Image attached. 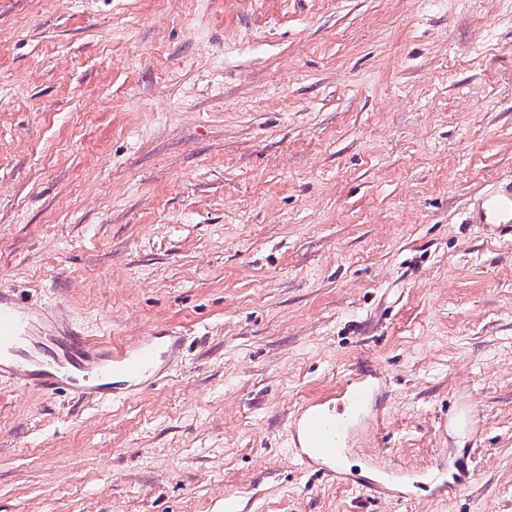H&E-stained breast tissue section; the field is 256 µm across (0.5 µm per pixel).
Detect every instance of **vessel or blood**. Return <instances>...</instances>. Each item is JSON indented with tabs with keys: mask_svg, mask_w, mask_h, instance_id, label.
<instances>
[{
	"mask_svg": "<svg viewBox=\"0 0 512 512\" xmlns=\"http://www.w3.org/2000/svg\"><path fill=\"white\" fill-rule=\"evenodd\" d=\"M472 221L512 223V180L480 197ZM183 341L173 329L163 336L93 338L63 325L52 308L23 305L0 290L1 381L106 402L153 386L180 356ZM373 394L372 385L356 375L338 387L336 407L311 403L306 418L293 425L304 439L294 450L302 464L336 475L353 414Z\"/></svg>",
	"mask_w": 512,
	"mask_h": 512,
	"instance_id": "obj_1",
	"label": "vessel or blood"
}]
</instances>
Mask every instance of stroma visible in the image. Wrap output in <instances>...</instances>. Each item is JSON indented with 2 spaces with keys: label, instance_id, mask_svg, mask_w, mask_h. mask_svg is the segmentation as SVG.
Returning a JSON list of instances; mask_svg holds the SVG:
<instances>
[{
  "label": "stroma",
  "instance_id": "1",
  "mask_svg": "<svg viewBox=\"0 0 512 512\" xmlns=\"http://www.w3.org/2000/svg\"><path fill=\"white\" fill-rule=\"evenodd\" d=\"M510 179L512 0H0V290L185 338L125 399L0 384V512H512ZM365 368L380 491L292 453ZM472 222L475 224L512 223L511 179L480 197Z\"/></svg>",
  "mask_w": 512,
  "mask_h": 512
}]
</instances>
